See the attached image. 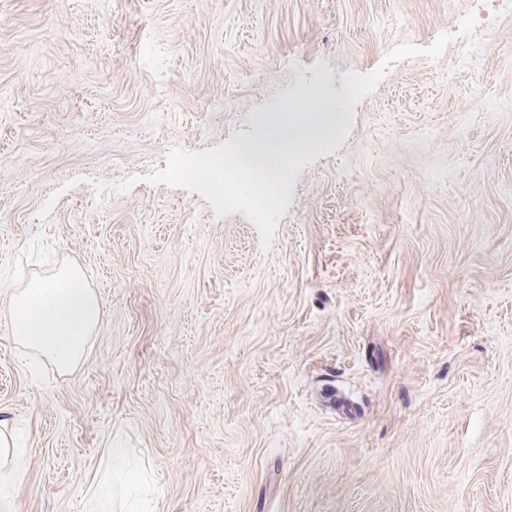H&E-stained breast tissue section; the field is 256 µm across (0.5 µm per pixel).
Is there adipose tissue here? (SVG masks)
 <instances>
[{
  "label": "adipose tissue",
  "mask_w": 512,
  "mask_h": 512,
  "mask_svg": "<svg viewBox=\"0 0 512 512\" xmlns=\"http://www.w3.org/2000/svg\"><path fill=\"white\" fill-rule=\"evenodd\" d=\"M16 344L38 363L72 373L83 361L87 344L101 320V304L73 266L12 290L7 302Z\"/></svg>",
  "instance_id": "adipose-tissue-1"
}]
</instances>
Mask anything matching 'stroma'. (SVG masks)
<instances>
[{
	"instance_id": "1",
	"label": "stroma",
	"mask_w": 512,
	"mask_h": 512,
	"mask_svg": "<svg viewBox=\"0 0 512 512\" xmlns=\"http://www.w3.org/2000/svg\"><path fill=\"white\" fill-rule=\"evenodd\" d=\"M472 7L0 0V512H512V0L465 68ZM303 84L353 121L270 249L148 183ZM65 264L102 306L69 375L5 311Z\"/></svg>"
}]
</instances>
